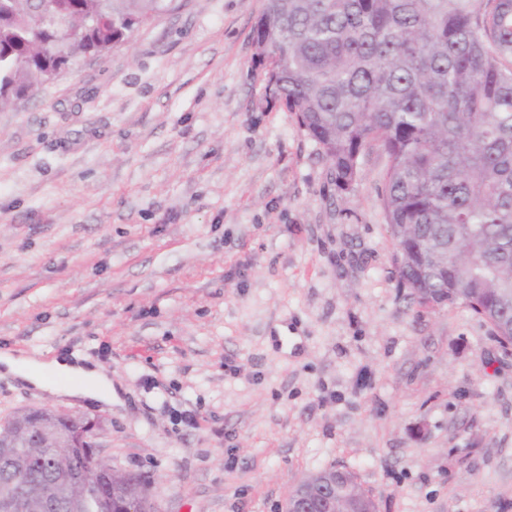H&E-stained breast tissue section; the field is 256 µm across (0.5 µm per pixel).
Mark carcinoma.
Returning <instances> with one entry per match:
<instances>
[{"mask_svg":"<svg viewBox=\"0 0 512 512\" xmlns=\"http://www.w3.org/2000/svg\"><path fill=\"white\" fill-rule=\"evenodd\" d=\"M172 9L171 0H0V110L102 55ZM254 64L266 90L321 148L349 190L363 152L385 157L382 209L394 248L429 243L431 273L412 254L399 283L423 304L461 306L512 336V0H262ZM67 413L0 419V445L36 448L26 512H48L53 435ZM86 475L57 512H97L98 492L148 496L150 477L73 449Z\"/></svg>","mask_w":512,"mask_h":512,"instance_id":"carcinoma-1","label":"carcinoma"}]
</instances>
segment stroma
Instances as JSON below:
<instances>
[{
  "label": "stroma",
  "instance_id": "stroma-1",
  "mask_svg": "<svg viewBox=\"0 0 512 512\" xmlns=\"http://www.w3.org/2000/svg\"><path fill=\"white\" fill-rule=\"evenodd\" d=\"M261 7L175 0L0 110V353L112 378L107 406L1 377L0 418L96 419L160 512H278L338 465L379 512H512V348L411 300L384 157L337 188L252 66Z\"/></svg>",
  "mask_w": 512,
  "mask_h": 512
}]
</instances>
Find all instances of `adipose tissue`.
<instances>
[{
	"label": "adipose tissue",
	"instance_id": "adipose-tissue-1",
	"mask_svg": "<svg viewBox=\"0 0 512 512\" xmlns=\"http://www.w3.org/2000/svg\"><path fill=\"white\" fill-rule=\"evenodd\" d=\"M0 369L24 384L52 392L111 403L112 380L96 364L66 357L42 360L0 353Z\"/></svg>",
	"mask_w": 512,
	"mask_h": 512
}]
</instances>
